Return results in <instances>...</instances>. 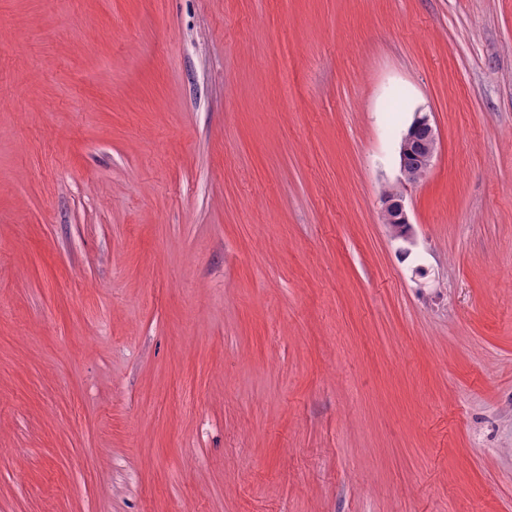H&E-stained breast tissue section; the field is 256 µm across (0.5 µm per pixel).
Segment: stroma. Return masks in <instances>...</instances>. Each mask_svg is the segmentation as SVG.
I'll list each match as a JSON object with an SVG mask.
<instances>
[{"label": "stroma", "mask_w": 512, "mask_h": 512, "mask_svg": "<svg viewBox=\"0 0 512 512\" xmlns=\"http://www.w3.org/2000/svg\"><path fill=\"white\" fill-rule=\"evenodd\" d=\"M0 99V512H512V0H0ZM439 148V138L436 129L431 123L427 114H415L412 126L409 128L400 142V179L398 187H394L389 194L382 195L383 212L388 215L389 220L394 224H403L398 232L392 234L393 238L402 241L407 245H412L411 225L404 205V195L402 188L407 185L417 184L422 178L410 173L404 164V159L408 154L421 152L426 155L428 160L435 157ZM383 224H389V220L383 214L381 216ZM392 225V224H389Z\"/></svg>", "instance_id": "1"}]
</instances>
